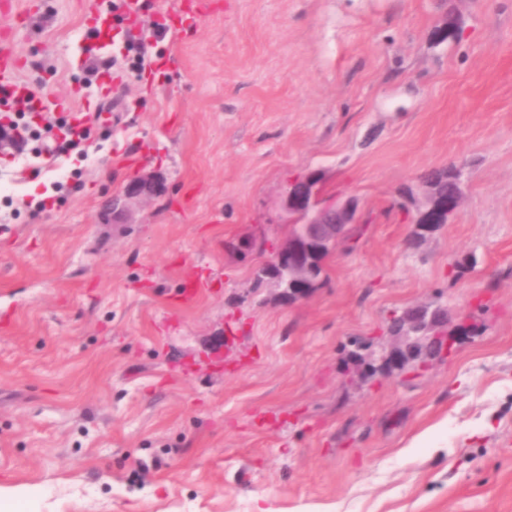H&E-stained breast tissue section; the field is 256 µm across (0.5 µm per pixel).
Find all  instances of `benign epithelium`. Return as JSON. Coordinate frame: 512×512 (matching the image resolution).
<instances>
[{"label": "benign epithelium", "instance_id": "7a95c632", "mask_svg": "<svg viewBox=\"0 0 512 512\" xmlns=\"http://www.w3.org/2000/svg\"><path fill=\"white\" fill-rule=\"evenodd\" d=\"M156 187L154 178L137 176L126 184L122 197L134 201L145 199L156 194ZM283 208L288 215L285 223L295 224L301 219L307 224L306 241L291 237L285 246L278 248L273 260L266 265L267 279L282 298L297 302L313 293V269L324 248L334 247L345 226L358 222L359 216L355 202L338 204L324 198L320 179L315 175L290 184ZM438 324L436 319L426 323L414 321L418 335L393 336L390 344L372 352L362 363L383 375L398 374L413 362L425 365L435 358L431 348L438 337L429 332Z\"/></svg>", "mask_w": 512, "mask_h": 512}]
</instances>
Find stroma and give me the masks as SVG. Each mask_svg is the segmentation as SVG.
<instances>
[{"mask_svg":"<svg viewBox=\"0 0 512 512\" xmlns=\"http://www.w3.org/2000/svg\"><path fill=\"white\" fill-rule=\"evenodd\" d=\"M206 2L0 13L48 112L112 117L34 181L36 142L0 151V486L54 512H512V0ZM101 25L108 55L153 46L108 90L82 51ZM454 167L458 212L419 228L402 193ZM311 171L360 221L291 303L257 272ZM144 174L163 192L113 223ZM417 305L470 335L359 378L352 337Z\"/></svg>","mask_w":512,"mask_h":512,"instance_id":"1","label":"stroma"}]
</instances>
